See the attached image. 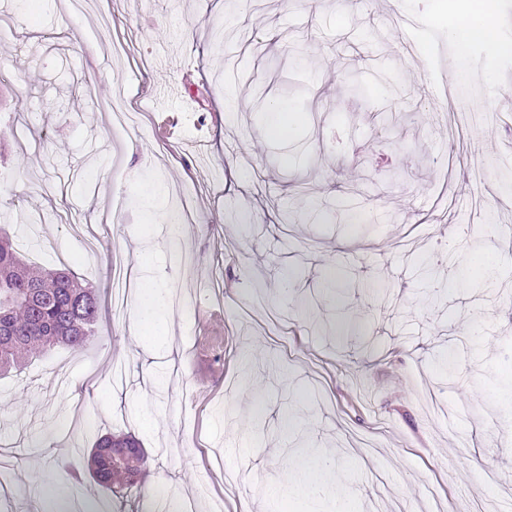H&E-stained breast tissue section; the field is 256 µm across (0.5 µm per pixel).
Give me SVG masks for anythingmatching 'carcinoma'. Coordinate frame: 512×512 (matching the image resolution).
Segmentation results:
<instances>
[{
	"instance_id": "obj_1",
	"label": "carcinoma",
	"mask_w": 512,
	"mask_h": 512,
	"mask_svg": "<svg viewBox=\"0 0 512 512\" xmlns=\"http://www.w3.org/2000/svg\"><path fill=\"white\" fill-rule=\"evenodd\" d=\"M99 301L95 289L74 273L46 269L26 260L10 236L0 232V373L20 369L34 352L48 353L65 346L87 348L95 339ZM74 460L60 467L72 481L70 496L80 498L84 468ZM146 453L132 435L100 439L89 454L87 467L112 497L139 483Z\"/></svg>"
}]
</instances>
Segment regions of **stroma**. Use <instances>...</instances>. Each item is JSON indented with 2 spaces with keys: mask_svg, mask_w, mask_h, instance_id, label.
<instances>
[{
  "mask_svg": "<svg viewBox=\"0 0 512 512\" xmlns=\"http://www.w3.org/2000/svg\"><path fill=\"white\" fill-rule=\"evenodd\" d=\"M68 5L0 0L16 21L0 42V225L38 266L95 288L101 337L0 377V461L22 479L9 512H37L64 483L48 437L67 457L127 432L148 459L122 512H267L255 487L295 456L283 381L341 480L323 512H512V59L456 45L452 0ZM460 70L469 82L452 81ZM119 78L145 115L115 132ZM288 80L299 94L282 95ZM262 95L301 111L296 148L267 138ZM464 101L477 110L452 154L445 117ZM297 181L312 188L302 202ZM159 187L190 196V222L159 220ZM115 257L196 306L137 323L134 301L113 305ZM452 273L466 293L447 290ZM340 308L332 334L314 331ZM89 404L91 430L72 422Z\"/></svg>",
  "mask_w": 512,
  "mask_h": 512,
  "instance_id": "1",
  "label": "stroma"
}]
</instances>
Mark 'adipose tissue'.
<instances>
[{
	"mask_svg": "<svg viewBox=\"0 0 512 512\" xmlns=\"http://www.w3.org/2000/svg\"><path fill=\"white\" fill-rule=\"evenodd\" d=\"M497 0H478L477 5H461L460 19L451 37L461 45L480 42L495 52H507V45L498 39L496 24ZM335 484L334 473L318 454L308 453L291 461L284 481L270 484L266 498L273 503L295 497L306 504L305 512H318L315 490H327Z\"/></svg>",
	"mask_w": 512,
	"mask_h": 512,
	"instance_id": "obj_1",
	"label": "adipose tissue"
}]
</instances>
